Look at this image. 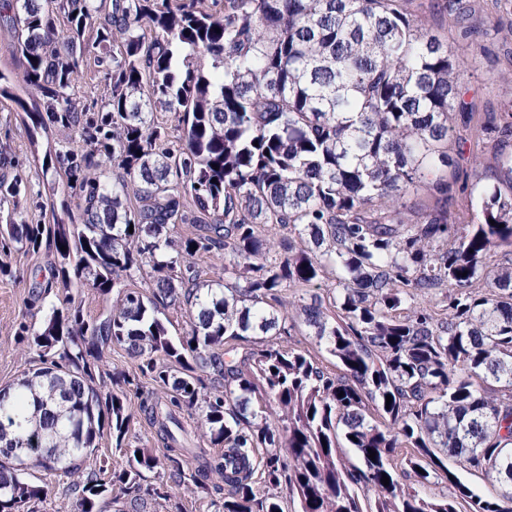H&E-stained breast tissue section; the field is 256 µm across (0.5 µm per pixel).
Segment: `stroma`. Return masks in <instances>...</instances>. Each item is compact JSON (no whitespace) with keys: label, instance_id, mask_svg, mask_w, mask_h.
Masks as SVG:
<instances>
[{"label":"stroma","instance_id":"stroma-1","mask_svg":"<svg viewBox=\"0 0 512 512\" xmlns=\"http://www.w3.org/2000/svg\"><path fill=\"white\" fill-rule=\"evenodd\" d=\"M471 22L486 26L498 21L499 30L490 31L483 41L477 65L468 72L467 86L481 104L484 116H499L512 106V5L507 0H469ZM79 134L55 133L31 144L28 131L10 101H0V174L21 175L25 183V216L28 223H49L51 215L42 207L44 193L41 159L48 153L78 149ZM54 257L48 249L12 252L11 274H0V387L13 383L23 371L35 367L36 351L27 348L16 335L19 322L40 326L46 304L40 287L51 279ZM226 489L215 482L208 494L191 497L176 489L169 502L147 501L142 512H224Z\"/></svg>","mask_w":512,"mask_h":512}]
</instances>
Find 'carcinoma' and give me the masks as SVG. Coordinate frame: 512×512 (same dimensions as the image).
<instances>
[{
    "label": "carcinoma",
    "instance_id": "obj_1",
    "mask_svg": "<svg viewBox=\"0 0 512 512\" xmlns=\"http://www.w3.org/2000/svg\"><path fill=\"white\" fill-rule=\"evenodd\" d=\"M443 9L470 56L407 0H0L30 101L2 71L0 99L85 142L61 174L43 161L50 224L27 223L22 179L0 176V254L45 246L57 272L40 328H17L41 366L0 388V512H37L36 471L70 479L76 512L168 502L167 476L194 496L224 482V512H284V488L297 512H512V154L498 155L509 191L474 184L466 224L449 220L442 174L452 117L473 125L475 160L512 133V108L495 124L466 99L480 32L460 0ZM90 59L106 94L84 123ZM157 112L174 114L178 148ZM420 189L436 205L412 223ZM180 224L200 232L177 237ZM210 254L224 275L194 262ZM326 274L328 304L284 308L283 291ZM74 288L102 311L85 316ZM435 288L442 305L418 301ZM170 309L188 315L180 336ZM298 321L336 371L278 341ZM115 347L160 391L106 369ZM257 394L278 412L252 410ZM138 419L161 452L131 442ZM190 423L224 452L192 454ZM106 427L119 463L96 455ZM450 458L500 493H477ZM437 484L449 491L426 492Z\"/></svg>",
    "mask_w": 512,
    "mask_h": 512
}]
</instances>
